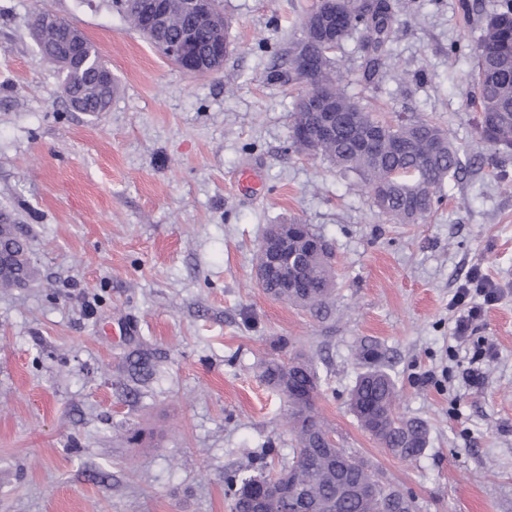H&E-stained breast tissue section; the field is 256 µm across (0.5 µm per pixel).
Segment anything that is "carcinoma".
<instances>
[{
    "label": "carcinoma",
    "mask_w": 512,
    "mask_h": 512,
    "mask_svg": "<svg viewBox=\"0 0 512 512\" xmlns=\"http://www.w3.org/2000/svg\"><path fill=\"white\" fill-rule=\"evenodd\" d=\"M341 6L354 21V29L361 30L369 49L367 72L373 75L389 66L385 44L394 4L383 0L374 11L361 0H342ZM187 34L202 51L211 38L208 30L188 33V20L180 12L168 19L163 32L147 38L161 53L165 41ZM350 35L349 30L341 32L334 48L318 40L309 41L317 68L311 80L295 74L296 80L306 86V92L295 103L294 122L301 120L306 94L319 85L330 91L340 111L352 114L359 128L377 132L381 147L374 152L363 149L358 134L351 130L341 131L334 140L312 152L295 138L292 145L300 153L320 155L359 175L376 207L393 223L416 224L432 211L437 192L459 177L465 163L460 149L437 124L422 118L405 123L381 121L344 91L333 54ZM471 55L473 68L468 81L474 88L479 134L492 149H512V0H496L493 10L485 16ZM116 90L114 83L101 97L88 102L85 111L93 115L104 111ZM398 171L407 175L387 183L389 175ZM301 235L320 242V246L312 258L303 261L296 287L282 288L274 276L262 286L270 296L317 314L333 304L332 251L311 226H306ZM0 245L11 246L18 255L15 262L0 269L1 286L36 275L24 241L12 234L9 224H0ZM357 359L364 371L350 392L352 413L360 426L395 457L405 462L416 460L426 449L427 426L399 412L397 383L381 365L377 348L361 347ZM261 376L285 404L293 448L276 474L278 482L287 486V492L280 493L268 483L271 472L267 471V456L272 449L263 448L255 455L253 473L224 476V495L231 512H394L400 492L376 480L378 472L356 451L336 448L333 430L316 409L321 378L313 358L298 355L289 360H267L261 365Z\"/></svg>",
    "instance_id": "cac0c4a2"
}]
</instances>
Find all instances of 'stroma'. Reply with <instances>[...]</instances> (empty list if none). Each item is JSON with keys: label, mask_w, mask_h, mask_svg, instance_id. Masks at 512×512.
Returning <instances> with one entry per match:
<instances>
[{"label": "stroma", "mask_w": 512, "mask_h": 512, "mask_svg": "<svg viewBox=\"0 0 512 512\" xmlns=\"http://www.w3.org/2000/svg\"><path fill=\"white\" fill-rule=\"evenodd\" d=\"M387 53L365 70L353 33L335 53L348 94L382 118L438 124L473 163L419 224H394L354 173L291 146L288 49L313 0H222L230 54L187 73L113 0H0V222L38 269L0 288V512H230L224 477L253 453L287 457L280 396L258 364L318 355L317 407L415 512H512V152L477 132L469 47L493 0H392ZM79 28L118 91L74 111L33 16ZM256 185H238L242 170ZM333 247L336 305L318 318L256 277L273 224ZM479 270L498 290L470 339L453 298ZM493 355L464 382L474 341ZM377 343L399 411L424 420L417 460L392 456L348 405L355 352Z\"/></svg>", "instance_id": "obj_1"}]
</instances>
